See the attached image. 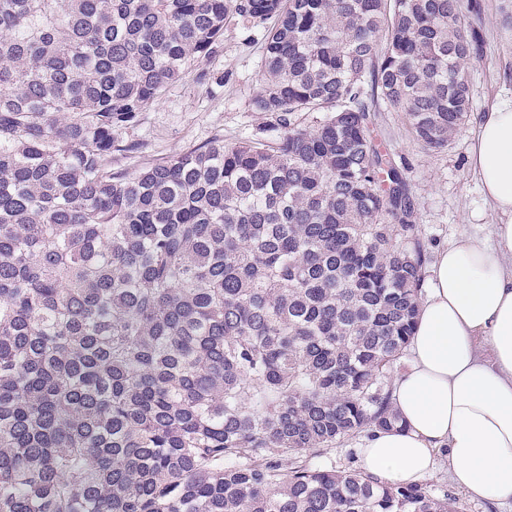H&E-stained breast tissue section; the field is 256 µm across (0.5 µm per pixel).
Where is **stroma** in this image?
<instances>
[{
  "instance_id": "obj_1",
  "label": "stroma",
  "mask_w": 512,
  "mask_h": 512,
  "mask_svg": "<svg viewBox=\"0 0 512 512\" xmlns=\"http://www.w3.org/2000/svg\"><path fill=\"white\" fill-rule=\"evenodd\" d=\"M481 31L487 52L469 68L471 111L460 132L442 149L413 140L403 113L382 111L373 135L402 170L416 201L415 222L430 257L460 233L492 238L499 218L484 198L470 166L479 116L512 97V0H482ZM263 48L248 40L245 25L225 28L217 52L195 75L171 85L163 97L121 137L134 147L119 164L137 172L144 163L167 159L216 141L234 143L260 131L263 113L253 109Z\"/></svg>"
}]
</instances>
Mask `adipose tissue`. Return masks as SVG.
Returning a JSON list of instances; mask_svg holds the SVG:
<instances>
[{
    "instance_id": "ef3b65f1",
    "label": "adipose tissue",
    "mask_w": 512,
    "mask_h": 512,
    "mask_svg": "<svg viewBox=\"0 0 512 512\" xmlns=\"http://www.w3.org/2000/svg\"><path fill=\"white\" fill-rule=\"evenodd\" d=\"M471 164L500 218L493 242L463 234L433 285L396 375L399 423L359 450L368 473L415 484L436 467L474 501H512V98L481 116Z\"/></svg>"
}]
</instances>
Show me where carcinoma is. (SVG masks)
<instances>
[{"instance_id":"1","label":"carcinoma","mask_w":512,"mask_h":512,"mask_svg":"<svg viewBox=\"0 0 512 512\" xmlns=\"http://www.w3.org/2000/svg\"><path fill=\"white\" fill-rule=\"evenodd\" d=\"M479 0H0V512H462L308 459L390 428L428 252L372 112H470ZM245 22L261 135L120 133Z\"/></svg>"}]
</instances>
